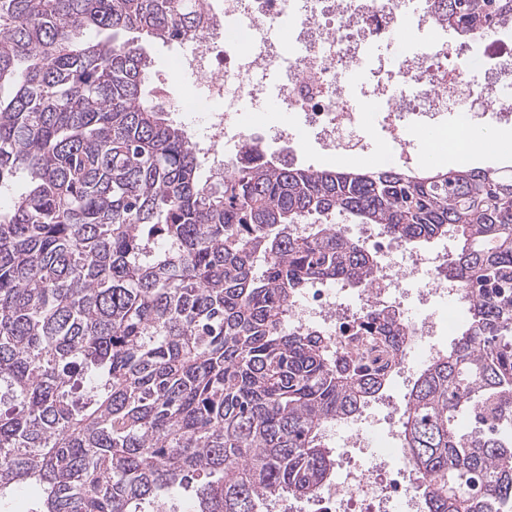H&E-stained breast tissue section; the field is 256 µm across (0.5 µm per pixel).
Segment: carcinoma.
I'll return each mask as SVG.
<instances>
[{"mask_svg": "<svg viewBox=\"0 0 512 512\" xmlns=\"http://www.w3.org/2000/svg\"><path fill=\"white\" fill-rule=\"evenodd\" d=\"M447 5L468 39L512 26V0ZM202 23L196 0H0V510L21 483L28 512H154L201 478L195 512L315 498L326 429L383 397L412 336L391 306L343 351L289 325L314 285L371 283L351 218L458 244L440 274L466 316L411 382L403 445L424 512H512V433L470 422L512 427V169L333 171L248 142L205 176L142 47Z\"/></svg>", "mask_w": 512, "mask_h": 512, "instance_id": "carcinoma-1", "label": "carcinoma"}]
</instances>
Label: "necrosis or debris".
Wrapping results in <instances>:
<instances>
[{
  "label": "necrosis or debris",
  "mask_w": 512,
  "mask_h": 512,
  "mask_svg": "<svg viewBox=\"0 0 512 512\" xmlns=\"http://www.w3.org/2000/svg\"><path fill=\"white\" fill-rule=\"evenodd\" d=\"M200 7L204 23L176 56L193 97L172 107L199 114L194 138L208 171L238 159L264 126L260 113L243 114L246 100L273 99L282 141L307 134L323 153L360 156L379 138L391 166L410 158L419 131L429 132V149L439 155L453 148L455 130L512 122V65L472 64L431 8L410 15L401 0H201ZM361 234L378 255L372 286L352 298L343 288L314 286L291 302L289 319L342 336L351 311L415 294L421 310L397 372L407 380L416 359L439 353L435 337L457 324L462 291L438 274L445 253L409 251L374 224ZM326 437L342 459L340 478L308 512H423L398 427H376L363 413L329 427Z\"/></svg>",
  "instance_id": "necrosis-or-debris-1"
}]
</instances>
